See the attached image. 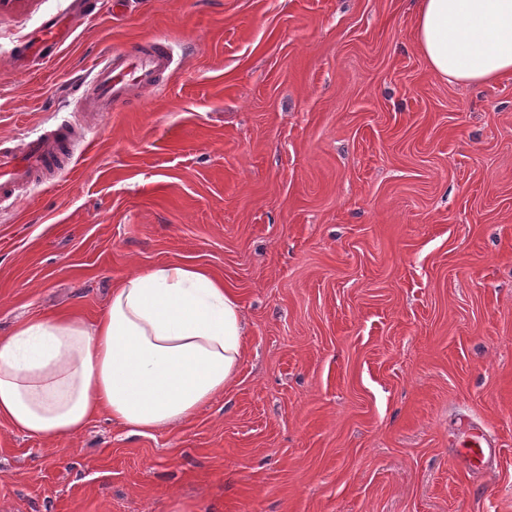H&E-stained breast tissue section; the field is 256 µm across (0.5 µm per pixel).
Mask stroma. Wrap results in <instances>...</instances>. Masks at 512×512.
<instances>
[{"label": "stroma", "instance_id": "stroma-1", "mask_svg": "<svg viewBox=\"0 0 512 512\" xmlns=\"http://www.w3.org/2000/svg\"><path fill=\"white\" fill-rule=\"evenodd\" d=\"M72 2L0 0V142L87 129L0 203V336L182 263L237 293L245 350L167 430L0 425V512H512V76H438L412 0H105L25 59ZM156 37L159 90L80 112ZM466 442L458 451L459 458L470 467L485 464L492 453L488 437L480 432L473 434Z\"/></svg>", "mask_w": 512, "mask_h": 512}]
</instances>
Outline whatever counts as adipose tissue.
<instances>
[{
    "mask_svg": "<svg viewBox=\"0 0 512 512\" xmlns=\"http://www.w3.org/2000/svg\"><path fill=\"white\" fill-rule=\"evenodd\" d=\"M416 43L451 82L512 75V0H418ZM244 353L237 294L167 264L123 278L91 323L64 314L0 336V424L56 441L107 415L130 433L174 427L222 394Z\"/></svg>",
    "mask_w": 512,
    "mask_h": 512,
    "instance_id": "1",
    "label": "adipose tissue"
}]
</instances>
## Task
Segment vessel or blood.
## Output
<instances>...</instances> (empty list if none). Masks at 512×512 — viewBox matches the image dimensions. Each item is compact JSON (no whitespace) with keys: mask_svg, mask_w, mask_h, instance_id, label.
Masks as SVG:
<instances>
[{"mask_svg":"<svg viewBox=\"0 0 512 512\" xmlns=\"http://www.w3.org/2000/svg\"><path fill=\"white\" fill-rule=\"evenodd\" d=\"M174 55L168 42L157 38L135 53L114 52L101 63L81 99L85 112L105 114L122 103L132 88L147 89L161 84L172 72ZM78 138L70 125L37 134L15 148L0 149V200L11 198L15 188L40 172L59 170L74 161ZM492 448L484 433L473 434L459 458L467 466L487 462Z\"/></svg>","mask_w":512,"mask_h":512,"instance_id":"obj_1","label":"vessel or blood"}]
</instances>
